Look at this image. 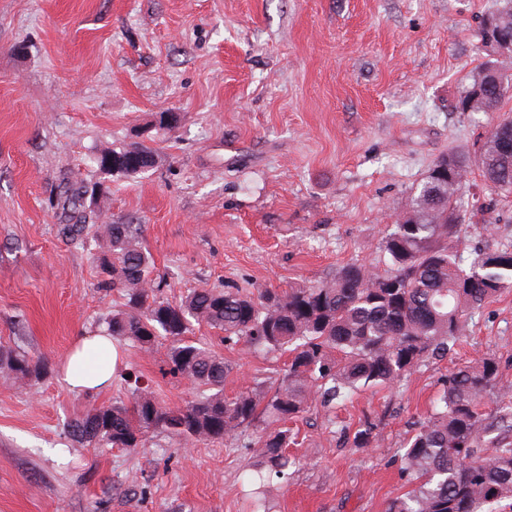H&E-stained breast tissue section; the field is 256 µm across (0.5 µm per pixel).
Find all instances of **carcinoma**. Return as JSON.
Wrapping results in <instances>:
<instances>
[{"mask_svg": "<svg viewBox=\"0 0 512 512\" xmlns=\"http://www.w3.org/2000/svg\"><path fill=\"white\" fill-rule=\"evenodd\" d=\"M512 53V0L492 14ZM512 92V77L498 60L474 72L458 99L462 112H497ZM459 166L449 174L428 173L410 193L401 216L382 240L381 264L351 262L313 285L271 290L254 299L236 290L198 288L180 303L163 297L167 287L153 274V261L139 224H86L81 188L64 192L71 240L88 235L105 243L97 256L104 290L122 303L99 320L114 339L140 351L165 348L173 375L196 389L182 407H169L136 385L132 402L90 408L70 424L77 442L110 448H137L149 434L170 432L185 441L248 439L276 477L293 464L285 453L284 427L302 414L313 394L329 404L368 388L401 383L431 355L444 356L469 331L476 310L512 289V246L485 249L464 263L448 247L460 232L457 202L476 164L490 187L512 189V120L491 128L476 159L452 151ZM121 168L134 177L158 164L156 150L144 143L102 147L92 162ZM224 332L267 353L288 354L287 369L274 386L254 381L235 397L224 394L233 370L223 356L187 336L193 324ZM49 362L20 347L0 346V373L30 386ZM498 366L485 358L450 371L427 419L406 441L405 469L413 488L394 499L388 512H492L512 499V442L493 433L512 431V397L500 392ZM495 408L486 411L485 398Z\"/></svg>", "mask_w": 512, "mask_h": 512, "instance_id": "carcinoma-1", "label": "carcinoma"}]
</instances>
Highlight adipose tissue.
Returning a JSON list of instances; mask_svg holds the SVG:
<instances>
[{
	"mask_svg": "<svg viewBox=\"0 0 512 512\" xmlns=\"http://www.w3.org/2000/svg\"><path fill=\"white\" fill-rule=\"evenodd\" d=\"M120 365L119 349L111 338L96 332L77 340L61 374L71 389L89 392L108 383Z\"/></svg>",
	"mask_w": 512,
	"mask_h": 512,
	"instance_id": "adipose-tissue-1",
	"label": "adipose tissue"
}]
</instances>
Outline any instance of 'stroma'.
Returning <instances> with one entry per match:
<instances>
[{
  "instance_id": "1",
  "label": "stroma",
  "mask_w": 512,
  "mask_h": 512,
  "mask_svg": "<svg viewBox=\"0 0 512 512\" xmlns=\"http://www.w3.org/2000/svg\"><path fill=\"white\" fill-rule=\"evenodd\" d=\"M502 0H0V344L48 360L28 388L0 374V512H253L259 468L245 441L186 444L154 433L134 449L77 443L68 425L127 400L137 378L170 406L193 386L161 355L123 345L96 391L60 377L74 341L116 294L99 289L98 242L63 238V178L93 190L90 153L152 141L155 171L109 182L90 223L143 227L170 302L195 288L259 296L376 263L382 239L434 161L477 154L501 111L462 112L459 93L485 62L477 38ZM177 125L159 127L162 113ZM464 257L512 244V192L471 169ZM193 336L234 367L235 396L278 378L286 359ZM485 357L512 393V291L487 304L444 359L401 385L326 408L291 426L296 464L266 512H387L410 490L403 446L445 374ZM370 429L367 446L353 444Z\"/></svg>"
}]
</instances>
